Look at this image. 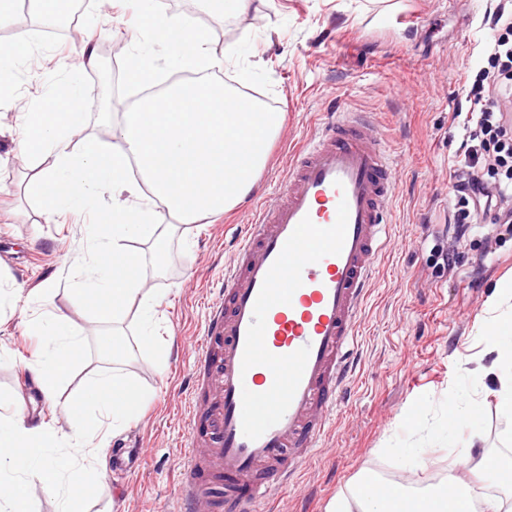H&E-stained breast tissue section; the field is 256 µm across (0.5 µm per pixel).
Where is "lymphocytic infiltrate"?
<instances>
[{
  "mask_svg": "<svg viewBox=\"0 0 512 512\" xmlns=\"http://www.w3.org/2000/svg\"><path fill=\"white\" fill-rule=\"evenodd\" d=\"M492 26L460 115L452 214L460 240L477 224L512 236V21L496 18Z\"/></svg>",
  "mask_w": 512,
  "mask_h": 512,
  "instance_id": "obj_1",
  "label": "lymphocytic infiltrate"
}]
</instances>
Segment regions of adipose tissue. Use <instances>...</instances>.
I'll return each mask as SVG.
<instances>
[{
	"label": "adipose tissue",
	"instance_id": "ef3b65f1",
	"mask_svg": "<svg viewBox=\"0 0 512 512\" xmlns=\"http://www.w3.org/2000/svg\"><path fill=\"white\" fill-rule=\"evenodd\" d=\"M145 28L153 40L167 48L172 62L183 69L224 64L223 59L210 54L201 35L187 30L178 17L149 12ZM140 397V391L119 369L92 372L70 407L78 445L74 454L55 448V429L48 422L29 424L19 410L0 413V512H31L38 490L56 498L58 512H76L84 496L78 457H97L100 448L93 443L95 433L122 423ZM458 460L474 479L457 492L446 494L444 500L412 497L401 484L385 489L363 484L358 488L360 512H476L480 502L488 512H503L502 498L484 497L481 477L512 469V461L495 460L471 445L459 450Z\"/></svg>",
	"mask_w": 512,
	"mask_h": 512
}]
</instances>
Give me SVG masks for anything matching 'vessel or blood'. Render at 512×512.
<instances>
[{
	"mask_svg": "<svg viewBox=\"0 0 512 512\" xmlns=\"http://www.w3.org/2000/svg\"><path fill=\"white\" fill-rule=\"evenodd\" d=\"M393 170L365 114L330 112L260 200L198 348L207 411L181 455L185 512L220 482L212 512H261L305 469L345 388L368 285L388 234Z\"/></svg>",
	"mask_w": 512,
	"mask_h": 512,
	"instance_id": "obj_1",
	"label": "vessel or blood"
}]
</instances>
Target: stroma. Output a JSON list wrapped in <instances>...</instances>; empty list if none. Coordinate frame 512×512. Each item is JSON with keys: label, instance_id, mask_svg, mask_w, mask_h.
Segmentation results:
<instances>
[{"label": "stroma", "instance_id": "stroma-1", "mask_svg": "<svg viewBox=\"0 0 512 512\" xmlns=\"http://www.w3.org/2000/svg\"><path fill=\"white\" fill-rule=\"evenodd\" d=\"M148 8L178 16L188 29H207L211 53H230L239 62L217 71V78L286 120L256 188L214 222L182 224L149 191L138 197V205L152 208L172 231L167 271L149 269L143 276L159 292L154 307L163 357L158 365L140 353L123 362L142 398L87 466L80 512H182L180 453L189 397L197 395L202 404L211 398L195 362L213 291L235 261L253 206L284 188L294 149L338 107L367 113L392 149L394 247L373 272L350 357L352 381L335 422L310 466L274 491L265 512H327L333 498L353 497L366 473L389 470L398 481L425 489L438 471L470 480L457 461L470 438L497 457L512 446L505 437L512 414L493 396V378L476 380L493 360L486 323L512 315V301L498 302L495 290L512 279V240H501L492 224L454 238L450 175L459 133L453 114L465 101L467 78L489 34L487 17L512 14V0H399L389 18L379 17L371 0H255L249 12L221 17L204 12L197 0H88L76 38L58 35L56 26L31 15L0 26V50L23 31L38 59L34 66L21 61L9 67L12 88L0 95V294L7 298L0 309V409L25 406L30 418L53 420L61 446L72 445L64 410L86 375L107 364L91 354L51 400L31 382L26 363L38 346L29 320L62 314L89 340L100 327L65 284L85 252L87 218L32 205L34 171L17 144L29 104L44 94L48 75L79 62L88 31L96 33V55L111 56L123 68L146 50L157 69L155 85H170L179 70L165 46L136 36L130 26L131 15ZM111 95V111L93 112L73 132L72 148L92 138L111 142L113 125L129 108L124 87ZM451 245L456 266L434 268L432 255ZM49 283L54 296L47 305L38 293ZM466 404L475 407L472 418L449 423V411Z\"/></svg>", "mask_w": 512, "mask_h": 512}]
</instances>
